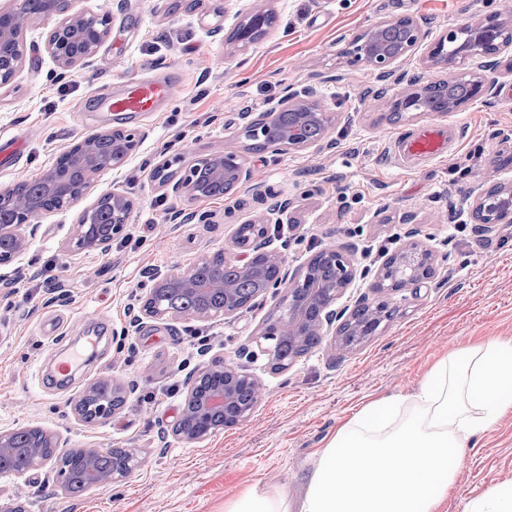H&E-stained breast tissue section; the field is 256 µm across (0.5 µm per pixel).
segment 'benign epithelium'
Wrapping results in <instances>:
<instances>
[{"instance_id": "1", "label": "benign epithelium", "mask_w": 512, "mask_h": 512, "mask_svg": "<svg viewBox=\"0 0 512 512\" xmlns=\"http://www.w3.org/2000/svg\"><path fill=\"white\" fill-rule=\"evenodd\" d=\"M495 25L483 29L481 24L452 27L447 32L429 38L412 19L407 22L412 32V43L406 52L397 55L383 41L382 30L390 21H382L365 32L367 55L364 61L377 71L382 79L395 72L397 63L418 47H425L422 58L425 74L411 80L394 100L387 103L391 116L400 119L416 109L418 99L427 92L432 80L426 75L435 66L448 68L449 77L457 79L458 63L469 62L471 97H489L497 93L500 79L512 77V66L501 69L499 55L512 48V16L492 14ZM51 20L53 25L45 42L46 52L61 69L68 71L83 66L101 49L110 35L111 16L102 13H75L71 0H43L42 12L30 15L23 10H0V87L12 82L24 66L31 49L22 39V33L30 25ZM280 112L294 114L295 123L285 135L276 140L268 139L269 127ZM321 122L330 127L332 118L313 99L288 96L270 112L260 113L250 121L241 134L256 141L263 149L279 150L288 147L295 150H321L328 145L327 134L313 139L304 137L305 128ZM103 136L112 137V163L118 165L131 156L140 140L125 130H105L89 134L67 147L56 159L55 166L34 179L21 177L13 185L0 190V212L10 213V222L0 224V240L11 242V248L0 251V266H8L19 260L28 249L26 227L43 213L71 209L89 192L101 172L97 157V141ZM209 165L215 178L232 187L249 177L240 159L231 153L210 155L202 158ZM198 163L175 172L169 171L165 162L161 170L167 177L162 185L172 186L176 193L188 197L201 196L196 184ZM133 208L132 201L122 193H101L95 204L81 209L77 214L75 234L65 243L68 251L106 252L112 241L123 234ZM471 218L478 221L480 233L493 232L498 224L512 223V183H497L482 189L476 196ZM223 262L250 270L262 280L261 287L248 300H241L237 288L224 282L223 270H218L206 281L198 280L191 272L181 276L172 274L158 279L149 289L141 307L142 318L149 320H176L181 315L164 308L160 296L165 288H177L184 293L202 298L207 293L220 290L224 293V308L214 310L201 306L191 318L213 321L247 308L250 304L280 284V272L284 263L281 251L270 247L269 242L259 240L249 248L237 243L221 251ZM435 274L432 253L418 244H404L396 248L384 260L378 271L377 291L397 292L409 289L418 294L428 285ZM356 278L353 249L347 245L330 243L305 261L288 285L279 309L271 315L257 334V339L267 344L266 350L274 354L279 345L289 341L297 348H305L313 338L332 336L333 343L346 348L344 336L354 326H359L372 336L387 321V304L366 298L357 300L351 309L336 311L337 300ZM341 323H336V320ZM112 399L96 402V419L112 416L119 409L117 401L123 399L125 384L119 377L112 378ZM264 387L244 370L213 359L199 368L191 377L173 433L186 442H202L221 429L215 424L214 415H224V426L231 427L248 420L263 398ZM19 429L0 430V458L16 450ZM58 447V442L43 429L24 447L36 468L49 460L45 448ZM124 457L113 467L109 475H98L87 486L94 491L126 478L142 463L137 451L121 449Z\"/></svg>"}]
</instances>
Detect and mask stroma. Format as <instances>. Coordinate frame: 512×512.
Returning a JSON list of instances; mask_svg holds the SVG:
<instances>
[{
  "mask_svg": "<svg viewBox=\"0 0 512 512\" xmlns=\"http://www.w3.org/2000/svg\"><path fill=\"white\" fill-rule=\"evenodd\" d=\"M74 10L109 11L111 33L83 67L64 71L45 53L50 22L27 28L32 61L0 87V136L22 141L19 157L0 164V187L51 168L66 147L116 120L102 97L124 80L173 71L180 82L165 111L131 123L137 151L103 171L99 193L118 191L133 202L127 231L139 248L113 242L100 253H70L76 210L41 215L29 227L20 261L0 267V429L40 427L65 448H135L143 463L124 481L80 495L60 488L53 463L0 474V503L24 487L25 512H224V502L256 485L301 476L308 455L336 425L386 392L411 391L450 345L512 336V224L478 233L470 223L472 191L512 180L501 152H512V82L494 97L469 101L448 114L421 112L391 120L377 92L402 89L347 55L349 43L374 24L399 17L439 35L486 14L512 12V0H72ZM274 16L265 34L240 48L233 32L243 17ZM315 91L333 115V145L315 151L252 149L241 130L287 95ZM456 121L463 134L448 155L398 170L383 156L387 141L425 122ZM237 154L248 181L219 198H197L159 187L165 161L183 167L211 154ZM469 163L458 179L451 170ZM285 204L294 228L268 225L286 272L324 244L356 248L357 277L338 307L373 297L383 255L367 254L393 235L430 249L436 274L420 294L393 295V319L360 346L342 351L321 342L288 370L274 369L253 338L279 297L221 321H138L154 279L228 246L239 224ZM466 221L464 232L451 225ZM65 264L55 293L42 288L48 261ZM103 333L76 378L78 387L112 375L128 391L111 417L75 420L76 390H39L37 364L61 345ZM207 338L197 352V335ZM244 366L265 387L252 418L202 443L177 438L173 425L186 383L206 361ZM512 482V414L469 450L456 488L441 512H466L470 498Z\"/></svg>",
  "mask_w": 512,
  "mask_h": 512,
  "instance_id": "35a3bbf8",
  "label": "stroma"
}]
</instances>
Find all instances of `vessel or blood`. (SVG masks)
<instances>
[{
  "label": "vessel or blood",
  "mask_w": 512,
  "mask_h": 512,
  "mask_svg": "<svg viewBox=\"0 0 512 512\" xmlns=\"http://www.w3.org/2000/svg\"><path fill=\"white\" fill-rule=\"evenodd\" d=\"M177 81L167 75L153 78L127 80L118 94L105 100L104 105L117 118L124 119L136 114L146 115L160 111L173 95ZM461 136L458 125L440 126L428 124L409 135H400L387 143L391 161L400 167L413 160H431L447 154L449 147ZM81 353L69 348L56 360V373L62 380H69L79 370Z\"/></svg>",
  "instance_id": "b4317fda"
}]
</instances>
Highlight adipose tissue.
<instances>
[{"label":"adipose tissue","mask_w":512,"mask_h":512,"mask_svg":"<svg viewBox=\"0 0 512 512\" xmlns=\"http://www.w3.org/2000/svg\"><path fill=\"white\" fill-rule=\"evenodd\" d=\"M512 414V338L457 346L409 393L342 422L302 475L253 486L224 512H439L468 449Z\"/></svg>","instance_id":"obj_1"}]
</instances>
